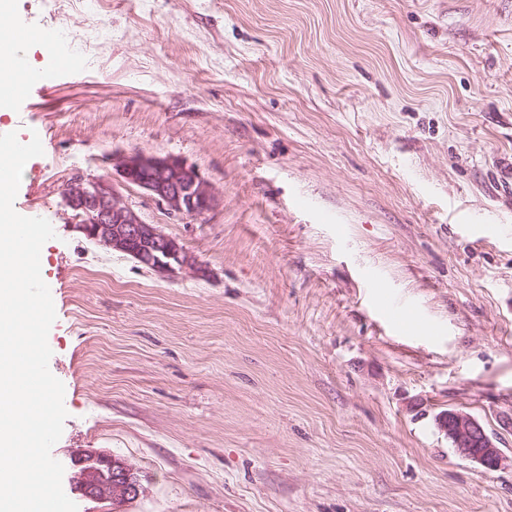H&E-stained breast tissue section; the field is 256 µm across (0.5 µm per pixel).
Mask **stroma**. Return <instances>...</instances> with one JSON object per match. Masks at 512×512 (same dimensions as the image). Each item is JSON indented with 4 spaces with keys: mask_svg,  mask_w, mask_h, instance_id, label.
I'll return each mask as SVG.
<instances>
[{
    "mask_svg": "<svg viewBox=\"0 0 512 512\" xmlns=\"http://www.w3.org/2000/svg\"><path fill=\"white\" fill-rule=\"evenodd\" d=\"M9 18L46 75L0 126L44 144L14 205L56 233L51 454L78 512H512V0H11ZM60 40L79 71L54 72ZM136 150L212 185L197 218L118 188L204 275L78 231L70 178ZM448 409L497 469L455 452ZM87 452L139 496H83ZM435 424L463 458L489 470L501 464L500 449L481 423L471 415L448 409L436 415Z\"/></svg>",
    "mask_w": 512,
    "mask_h": 512,
    "instance_id": "1",
    "label": "stroma"
}]
</instances>
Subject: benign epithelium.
I'll return each instance as SVG.
<instances>
[{
	"label": "benign epithelium",
	"mask_w": 512,
	"mask_h": 512,
	"mask_svg": "<svg viewBox=\"0 0 512 512\" xmlns=\"http://www.w3.org/2000/svg\"><path fill=\"white\" fill-rule=\"evenodd\" d=\"M112 172L127 184L142 189L171 213L200 217L213 209L216 198L210 183L192 165L174 156L143 151L113 153ZM68 206L81 222L75 225L88 240L122 253L160 274L201 271L195 257L177 240L148 224L126 205L113 179L77 174L64 189ZM454 450L486 469L501 464V451L481 423L471 415L448 409L435 417ZM96 465L109 468V478L96 481L93 470L79 472L76 484L89 498H109L119 505L136 498L140 488L122 462L99 456Z\"/></svg>",
	"instance_id": "obj_1"
}]
</instances>
